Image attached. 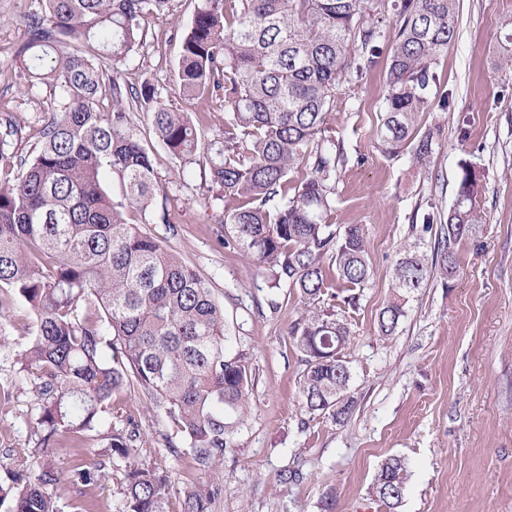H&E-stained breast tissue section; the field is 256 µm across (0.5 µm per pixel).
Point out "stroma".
I'll use <instances>...</instances> for the list:
<instances>
[{"label": "stroma", "instance_id": "obj_1", "mask_svg": "<svg viewBox=\"0 0 512 512\" xmlns=\"http://www.w3.org/2000/svg\"><path fill=\"white\" fill-rule=\"evenodd\" d=\"M40 3L0 0V127L11 121L21 130L0 151L15 160L31 157L53 97L46 85L25 92L15 61L27 17ZM196 6L197 0H171L169 13L149 20L142 48L119 71L189 113L207 140L222 127L223 110L183 95L174 81L180 33ZM458 11L457 37L436 66L453 106L424 117V125L441 129L427 167L406 154L387 156L378 144L386 60L343 81L327 118L345 157L331 220L362 225L371 267L358 307L346 314L355 406L341 421L310 415L301 395L305 365L289 336L307 309L298 290L282 289L280 310L269 312L256 262L218 242L224 203L208 171L181 166L158 141L150 115L133 116L152 150L157 204L169 214L168 223L146 230L209 282L236 349L252 358L247 419L215 468L222 492L211 512H357L360 503H375L374 477L391 456L406 462L405 491L396 510L378 505L377 512H512V59L499 50L512 31V0H458ZM466 163L482 174L483 230L460 244L456 275L431 276L409 296L395 333L381 335L378 314L392 294L400 251L417 240L433 244L421 219L448 212ZM31 321L17 303L0 329V387L12 391L0 402V484L16 476L36 480L52 466L59 512H77L89 492L72 479L73 450L64 442L40 447L33 378L17 361ZM131 421L140 437L130 464L163 471L164 512H181L187 492L205 477L189 453L169 452L176 428L141 391L113 395L111 413L86 440L85 458L110 457L106 433ZM287 469L298 471L299 481L282 483Z\"/></svg>", "mask_w": 512, "mask_h": 512}]
</instances>
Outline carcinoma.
<instances>
[{
  "label": "carcinoma",
  "mask_w": 512,
  "mask_h": 512,
  "mask_svg": "<svg viewBox=\"0 0 512 512\" xmlns=\"http://www.w3.org/2000/svg\"><path fill=\"white\" fill-rule=\"evenodd\" d=\"M170 0H42L28 18V38L15 59L28 89L54 88L30 159L0 169V291L29 308L33 325L18 353L35 374L41 445L62 438L75 449L73 480L97 485L102 469L81 454L112 396L132 385L175 425L198 469L211 470L236 445L249 408L250 357L229 349L224 308L208 282L177 252L141 229L159 194L150 150L130 113L147 112L172 156L193 162L197 128L167 108L148 84L103 87L102 65L117 67L143 46L145 25ZM458 28L457 0H199L181 36L175 79L182 93L224 107V128L203 160L224 198L221 243L254 258L269 280L267 305L295 288L309 306L329 294L323 259L351 290L371 276L362 228L330 222L336 171L344 164L325 135L336 89L375 68L388 49V91L377 136L385 153L410 154L420 167L434 153V128L422 119L446 110L434 71ZM119 179L120 199L104 188ZM140 223L127 221L128 212ZM486 216L479 178L464 165L448 220L429 213L432 255L415 241L395 265L393 296L378 314L389 336L406 316L407 295L431 273L450 278L456 245L477 235ZM350 345L348 324L334 312L308 310L290 337L306 363L301 394L312 414L346 418L349 366H336V337ZM137 429L113 430L112 456L127 459ZM404 459L379 467L373 491L395 509L405 489ZM167 476L131 466L124 474L127 512H164ZM54 469L35 482L0 485L11 512H58ZM220 493L203 483L182 512H211Z\"/></svg>",
  "instance_id": "cac0c4a2"
}]
</instances>
